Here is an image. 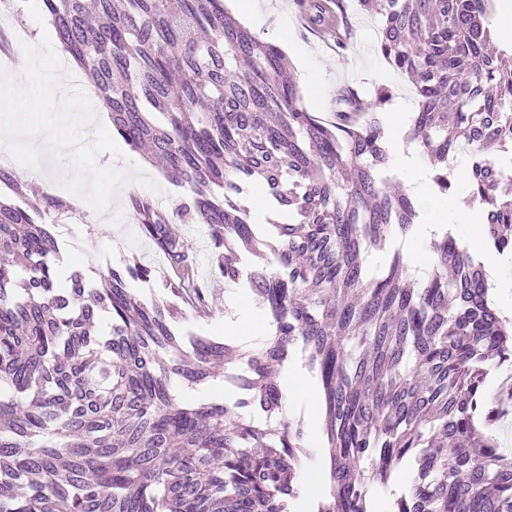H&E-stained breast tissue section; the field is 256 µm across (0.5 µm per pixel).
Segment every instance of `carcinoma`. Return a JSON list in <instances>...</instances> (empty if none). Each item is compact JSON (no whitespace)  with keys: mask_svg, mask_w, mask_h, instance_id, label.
Segmentation results:
<instances>
[{"mask_svg":"<svg viewBox=\"0 0 512 512\" xmlns=\"http://www.w3.org/2000/svg\"><path fill=\"white\" fill-rule=\"evenodd\" d=\"M333 3L335 8L328 7ZM380 16L378 47L413 84L403 131L431 189L464 184L487 243L512 255V70L491 43L490 0H356ZM319 36L353 38L346 0H294ZM66 57L110 115L112 132L189 189L176 213L205 224L212 272L258 298L273 335L259 348L209 336L176 304L206 308L173 220L130 198L142 234L176 272L166 296L131 261L96 283L57 263L46 205L0 167V512H512V456L489 432L480 394L489 368L512 358V328L489 301L487 276L452 230L431 243L419 284L400 249L384 274L367 256L420 219L395 193L385 107L338 90L336 120L300 102L281 50L224 0H39ZM469 151L457 178L450 161ZM260 183L287 218L253 222L239 201ZM301 353L321 391L319 442L281 413L277 370ZM224 377V396L182 400L177 383ZM410 488L388 509L369 487L400 464ZM321 465L316 504L299 472Z\"/></svg>","mask_w":512,"mask_h":512,"instance_id":"cac0c4a2","label":"carcinoma"}]
</instances>
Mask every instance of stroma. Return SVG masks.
<instances>
[{
  "label": "stroma",
  "mask_w": 512,
  "mask_h": 512,
  "mask_svg": "<svg viewBox=\"0 0 512 512\" xmlns=\"http://www.w3.org/2000/svg\"><path fill=\"white\" fill-rule=\"evenodd\" d=\"M255 17L247 25L260 39L272 42L282 51L304 56L307 70L296 80L301 104L329 122L335 117L336 94L346 84L357 87L364 94H372L379 85H392L399 94L395 107L410 113L416 110L417 102L404 75L393 70L382 58L377 47L376 32L380 24L378 17L366 14L355 15L356 36L349 48L336 50L331 41L317 37L300 21L293 0H255ZM145 166L141 155L130 148H123L121 156L103 152L97 157L101 167L128 168L129 164ZM147 174L163 189L162 194H151L138 183L126 185L118 195L117 205L123 209L121 225H107L104 217L91 208L72 206L71 193L56 187L52 179H44L34 185L33 197L39 201L59 198L67 202L65 210H46L45 223L54 225L61 244L62 265L80 269L88 280H98L107 266H120L136 259L150 266L153 278L137 285L136 292L149 300L164 296L161 286L164 275L170 268L154 244L140 231L127 207L132 195L152 197L165 212H173L186 198V188L176 185L154 167L145 166ZM178 230L185 240L197 268V275L206 287L209 308L202 314H190L189 324L213 335H223L224 319L232 312L239 298L236 286L211 275V244L208 228L203 224H182Z\"/></svg>",
  "instance_id": "1"
}]
</instances>
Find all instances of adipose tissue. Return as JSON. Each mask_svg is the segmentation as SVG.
Returning <instances> with one entry per match:
<instances>
[{
	"mask_svg": "<svg viewBox=\"0 0 512 512\" xmlns=\"http://www.w3.org/2000/svg\"><path fill=\"white\" fill-rule=\"evenodd\" d=\"M421 209L422 223L415 225L403 242L408 261L425 264L429 242L434 236L441 234L448 222H455L466 235L468 249L480 256L486 272L493 279V301L500 303L503 317L512 320V280L499 277L498 270L502 257L487 248L483 226L471 210L429 193L423 195Z\"/></svg>",
	"mask_w": 512,
	"mask_h": 512,
	"instance_id": "obj_1",
	"label": "adipose tissue"
}]
</instances>
